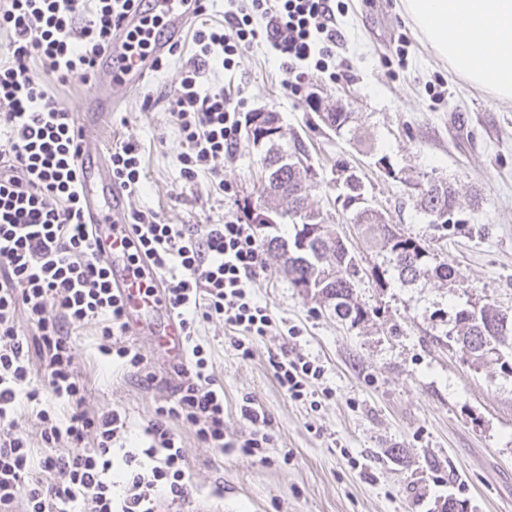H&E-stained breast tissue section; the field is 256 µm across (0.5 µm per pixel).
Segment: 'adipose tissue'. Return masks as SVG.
<instances>
[{"instance_id":"ef3b65f1","label":"adipose tissue","mask_w":512,"mask_h":512,"mask_svg":"<svg viewBox=\"0 0 512 512\" xmlns=\"http://www.w3.org/2000/svg\"><path fill=\"white\" fill-rule=\"evenodd\" d=\"M404 11L453 72L512 100V0H404Z\"/></svg>"}]
</instances>
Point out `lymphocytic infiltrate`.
I'll list each match as a JSON object with an SVG mask.
<instances>
[{"label":"lymphocytic infiltrate","mask_w":512,"mask_h":512,"mask_svg":"<svg viewBox=\"0 0 512 512\" xmlns=\"http://www.w3.org/2000/svg\"><path fill=\"white\" fill-rule=\"evenodd\" d=\"M131 3L0 0V512H15L20 501L26 512H157L160 502L188 500L187 462L171 422L188 425L210 447L237 445L224 436V387L209 371L196 328L218 322L263 337L275 325L249 293L265 269L251 225L230 216L219 224H167L153 211L132 210L137 244L128 262L134 267L145 257L167 274V304L184 333L185 359L173 367L171 398L145 429L146 446L124 452L122 479L113 481L112 447L126 431V418L115 410L93 416L84 410L71 331L98 322L103 355L138 373L144 360L122 341L124 300L82 222L74 114L50 94L48 83L94 74ZM342 11V0H246L225 12L223 24H197L195 58L168 100L181 136L177 162L185 184L205 173L223 190L224 161L240 147L239 102L217 86L202 90L203 68L215 61L230 66L263 35L288 60H310L315 71H324L342 37ZM257 15L267 18L265 30L254 28ZM109 160L113 178L136 195L143 173L138 146L116 143ZM20 309L31 332L16 323ZM270 364L295 400L306 396L307 380L322 374L284 352ZM45 392L71 412L61 420L39 410L48 452L36 462L28 437L15 430V415L20 402L39 401ZM241 414L255 435L237 446L251 454L270 441L271 421L249 405Z\"/></svg>","instance_id":"f902f5d3"}]
</instances>
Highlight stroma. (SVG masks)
<instances>
[{"label":"stroma","instance_id":"stroma-1","mask_svg":"<svg viewBox=\"0 0 512 512\" xmlns=\"http://www.w3.org/2000/svg\"><path fill=\"white\" fill-rule=\"evenodd\" d=\"M339 25L335 75L313 73L299 92L286 88L287 72L261 39L227 69H205L201 83L240 91V113L271 110L284 133L309 138L311 162L327 183L311 191L309 203L346 236L361 267L371 268L377 256L335 203L340 159L357 167L372 207L452 264L455 284L416 288L391 280L381 287L366 274L354 297L370 315L354 324L293 288L266 252L250 294L297 335L274 331L240 347L230 329L204 322L197 340L224 386L227 436L250 437L253 427L240 413L248 399L271 418L273 440L251 455L237 448L223 454L174 424L194 492L169 512L202 505L211 512H441L451 497L465 501L467 512H512V374L494 361L472 366L451 339L455 313L468 300L487 297L512 309V101L449 70L406 18L402 0H345ZM195 50L185 30L180 54L122 105L126 124L105 125L100 134L106 149L138 142L144 187L129 204L168 224L244 218V199L262 190V152L253 147L225 159L226 194L203 176L193 187L180 179L181 137L166 98ZM313 93L352 113L348 132L311 130ZM367 142L402 181L376 167L363 151ZM426 172L456 189L471 217L464 229L441 236L416 211L405 182ZM71 340L85 410L125 413L124 447L140 445L177 381L156 337L131 339L149 380L101 354L96 322L78 327ZM283 351L321 366L311 396L294 400L280 387L269 357ZM124 447L114 448V458Z\"/></svg>","mask_w":512,"mask_h":512}]
</instances>
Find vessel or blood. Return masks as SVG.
Instances as JSON below:
<instances>
[{
    "mask_svg": "<svg viewBox=\"0 0 512 512\" xmlns=\"http://www.w3.org/2000/svg\"><path fill=\"white\" fill-rule=\"evenodd\" d=\"M202 5L203 0H134L97 66L108 81L93 85L86 108L76 120L85 144L78 157L82 220L90 226L98 256L112 271L113 288L127 305V332L141 335L151 328L154 316L165 315L162 346L174 363L183 361L184 347L179 323L168 313L164 280L146 259L138 269H129L127 257L135 237L129 224L128 195L113 178L104 153L92 152L89 146L97 138L99 125L159 71Z\"/></svg>",
    "mask_w": 512,
    "mask_h": 512,
    "instance_id": "b4317fda",
    "label": "vessel or blood"
}]
</instances>
